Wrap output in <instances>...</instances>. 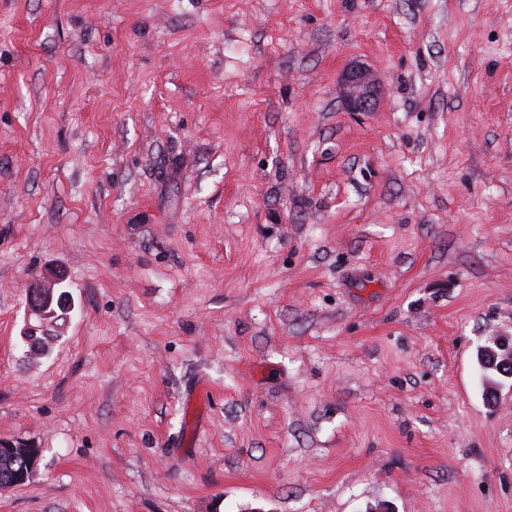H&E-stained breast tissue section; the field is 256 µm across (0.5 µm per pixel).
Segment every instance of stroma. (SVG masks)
I'll list each match as a JSON object with an SVG mask.
<instances>
[{
	"label": "stroma",
	"mask_w": 512,
	"mask_h": 512,
	"mask_svg": "<svg viewBox=\"0 0 512 512\" xmlns=\"http://www.w3.org/2000/svg\"><path fill=\"white\" fill-rule=\"evenodd\" d=\"M496 336L512 0H0V512H512ZM343 101L349 112H368L374 105L379 82L367 68L354 65L341 75ZM56 272H49L43 280L31 286L28 290L27 305L31 314L48 318L53 312H48V296L52 288L59 279L55 276ZM9 451L11 453H18L23 460L15 459L11 454L0 452V481L12 477L14 474L20 472L24 466V462L28 465L29 471H32L37 464L38 456L37 448H29L22 443H14L12 441L0 439V451ZM28 473L23 469L18 473L17 477L8 482L3 483L0 487H11L20 483L26 478Z\"/></svg>",
	"instance_id": "35a3bbf8"
}]
</instances>
